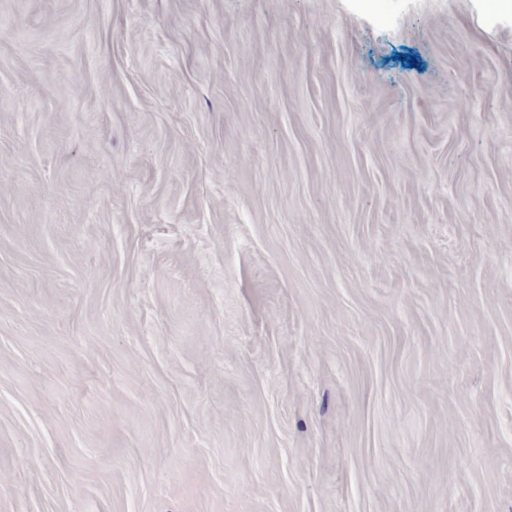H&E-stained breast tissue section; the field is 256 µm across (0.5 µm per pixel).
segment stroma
I'll use <instances>...</instances> for the list:
<instances>
[{"instance_id":"obj_1","label":"stroma","mask_w":512,"mask_h":512,"mask_svg":"<svg viewBox=\"0 0 512 512\" xmlns=\"http://www.w3.org/2000/svg\"><path fill=\"white\" fill-rule=\"evenodd\" d=\"M0 512H512V0H0Z\"/></svg>"}]
</instances>
